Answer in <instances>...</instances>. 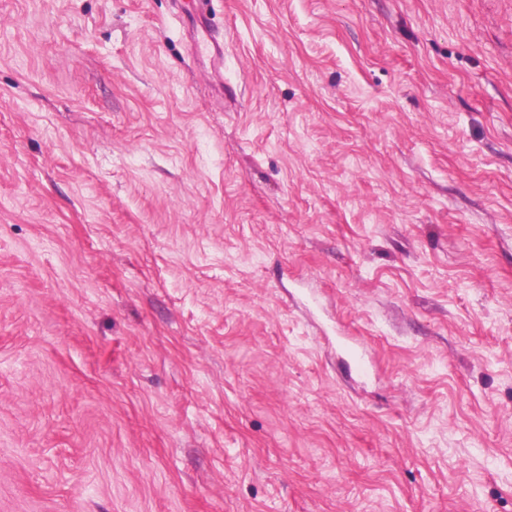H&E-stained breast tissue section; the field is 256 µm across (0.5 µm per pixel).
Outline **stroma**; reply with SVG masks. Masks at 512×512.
Listing matches in <instances>:
<instances>
[{
  "label": "stroma",
  "instance_id": "35a3bbf8",
  "mask_svg": "<svg viewBox=\"0 0 512 512\" xmlns=\"http://www.w3.org/2000/svg\"><path fill=\"white\" fill-rule=\"evenodd\" d=\"M0 0V512H512V0ZM209 0H194L196 24L190 29L193 48L197 57L207 61L215 74L224 67V43L214 39L208 20Z\"/></svg>",
  "mask_w": 512,
  "mask_h": 512
}]
</instances>
